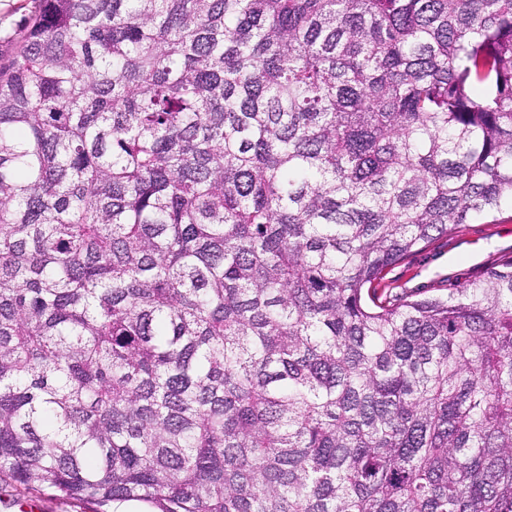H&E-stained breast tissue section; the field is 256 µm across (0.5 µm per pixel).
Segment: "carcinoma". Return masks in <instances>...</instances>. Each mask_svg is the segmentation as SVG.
<instances>
[{
  "instance_id": "1",
  "label": "carcinoma",
  "mask_w": 512,
  "mask_h": 512,
  "mask_svg": "<svg viewBox=\"0 0 512 512\" xmlns=\"http://www.w3.org/2000/svg\"><path fill=\"white\" fill-rule=\"evenodd\" d=\"M505 206L512 0H34L0 471L99 512H512V257L381 287Z\"/></svg>"
}]
</instances>
